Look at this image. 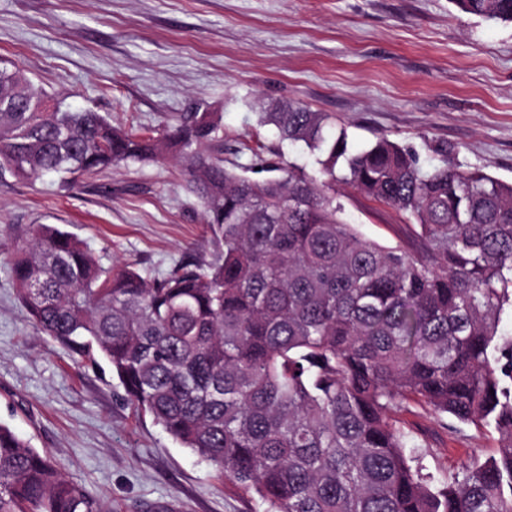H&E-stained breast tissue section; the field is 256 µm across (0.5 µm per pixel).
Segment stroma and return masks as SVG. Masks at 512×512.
Listing matches in <instances>:
<instances>
[{
	"instance_id": "obj_1",
	"label": "stroma",
	"mask_w": 512,
	"mask_h": 512,
	"mask_svg": "<svg viewBox=\"0 0 512 512\" xmlns=\"http://www.w3.org/2000/svg\"><path fill=\"white\" fill-rule=\"evenodd\" d=\"M0 62H15L75 110L135 132L196 105L222 113L226 162L278 147L262 105L295 100L333 115L352 150L375 135L417 151L434 144L512 182V22L452 0H0ZM345 218L382 244L409 229L351 193ZM82 240L104 268L147 277L216 246L178 165L130 163L70 185L0 175V259L30 225ZM401 425L426 443L437 476L496 455V434L414 406ZM0 423L48 452L107 512H256L151 416L136 414L105 361L41 333L0 269Z\"/></svg>"
}]
</instances>
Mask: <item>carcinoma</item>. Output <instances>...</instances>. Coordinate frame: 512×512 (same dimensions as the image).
I'll return each mask as SVG.
<instances>
[{"mask_svg":"<svg viewBox=\"0 0 512 512\" xmlns=\"http://www.w3.org/2000/svg\"><path fill=\"white\" fill-rule=\"evenodd\" d=\"M512 22V0H451ZM28 105L0 112V170L72 182L174 160L216 245L148 279L105 273L76 237L32 226L4 268L34 326L99 352L135 410L257 496L259 512H512V183L433 147L384 135L360 151L330 114L300 102L258 113L278 157L224 164L219 112L166 116L135 135L50 101L0 65ZM353 191L399 214L419 248L364 237L343 217ZM428 407L499 437V456L437 477L393 415ZM0 512H101L51 457L0 424Z\"/></svg>","mask_w":512,"mask_h":512,"instance_id":"obj_1","label":"carcinoma"}]
</instances>
